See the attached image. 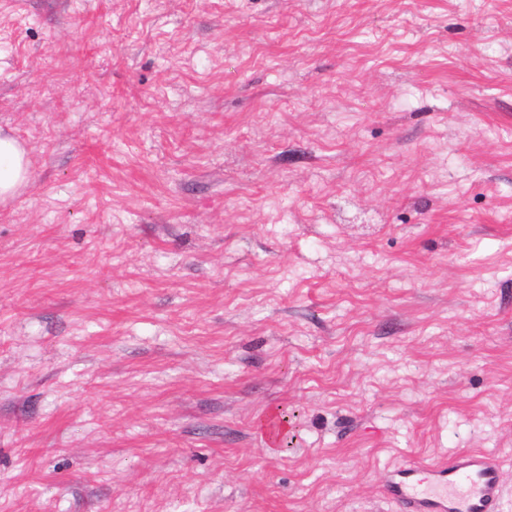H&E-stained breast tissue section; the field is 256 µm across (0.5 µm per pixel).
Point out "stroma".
I'll use <instances>...</instances> for the list:
<instances>
[{"label": "stroma", "mask_w": 512, "mask_h": 512, "mask_svg": "<svg viewBox=\"0 0 512 512\" xmlns=\"http://www.w3.org/2000/svg\"><path fill=\"white\" fill-rule=\"evenodd\" d=\"M0 130V512L512 485V0H0ZM32 178L29 153L23 143L0 130V203L19 196ZM384 492L400 512H498L504 487L496 457L464 450L448 461L393 467Z\"/></svg>", "instance_id": "35a3bbf8"}]
</instances>
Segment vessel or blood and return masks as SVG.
I'll list each match as a JSON object with an SVG mask.
<instances>
[{
	"instance_id": "b4317fda",
	"label": "vessel or blood",
	"mask_w": 512,
	"mask_h": 512,
	"mask_svg": "<svg viewBox=\"0 0 512 512\" xmlns=\"http://www.w3.org/2000/svg\"><path fill=\"white\" fill-rule=\"evenodd\" d=\"M384 492L399 512H497L504 487L496 457L464 450L443 462L393 467Z\"/></svg>"
}]
</instances>
